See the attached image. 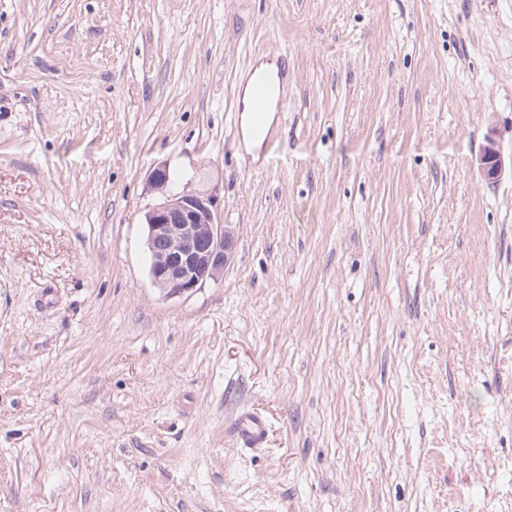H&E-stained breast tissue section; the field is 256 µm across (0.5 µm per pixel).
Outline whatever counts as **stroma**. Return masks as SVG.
<instances>
[{"instance_id":"1","label":"stroma","mask_w":512,"mask_h":512,"mask_svg":"<svg viewBox=\"0 0 512 512\" xmlns=\"http://www.w3.org/2000/svg\"><path fill=\"white\" fill-rule=\"evenodd\" d=\"M493 130L512 0H0V512H512ZM198 191L235 253L168 298L144 216ZM276 61L277 73L275 78L264 72H259L257 64L249 72V79L252 80V93L250 98V82L244 88L237 112L244 109L250 112V124L252 131L268 145L272 140L273 127L268 123V112L274 103L280 107L285 101V90L287 87L286 63L287 58L278 55ZM250 99V101H249ZM249 103V105H248ZM496 131H491L486 138V144L479 155V167L485 177L495 180L500 177L505 169V161L497 147ZM267 422L255 413H246L235 428L238 445L241 448H261L267 439Z\"/></svg>"}]
</instances>
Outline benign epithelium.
I'll return each instance as SVG.
<instances>
[{
    "instance_id": "obj_1",
    "label": "benign epithelium",
    "mask_w": 512,
    "mask_h": 512,
    "mask_svg": "<svg viewBox=\"0 0 512 512\" xmlns=\"http://www.w3.org/2000/svg\"><path fill=\"white\" fill-rule=\"evenodd\" d=\"M491 131L479 155L485 177L495 180L505 169ZM149 276L167 297L191 295L224 275L235 248L234 230L221 220L215 196L175 194L145 215Z\"/></svg>"
}]
</instances>
